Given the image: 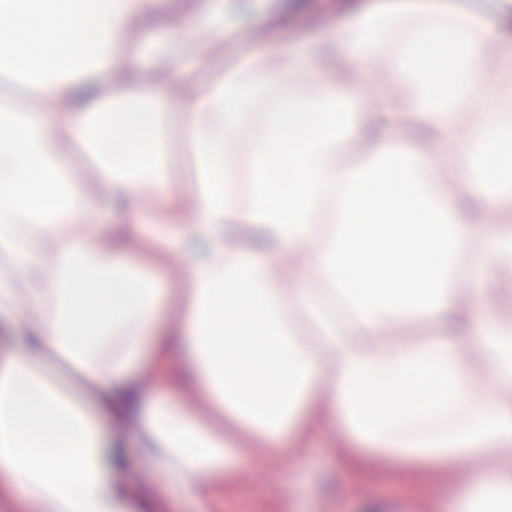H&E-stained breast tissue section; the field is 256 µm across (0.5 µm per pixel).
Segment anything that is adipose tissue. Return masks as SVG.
Returning <instances> with one entry per match:
<instances>
[{
	"mask_svg": "<svg viewBox=\"0 0 512 512\" xmlns=\"http://www.w3.org/2000/svg\"><path fill=\"white\" fill-rule=\"evenodd\" d=\"M157 2L0 0V72L40 101L0 113V512H147L124 422L165 494L197 512L214 485L233 487L254 444L296 453L325 429L350 477L453 484L419 512H512V227L473 230L512 198V118L495 109L512 34L383 0L319 42L235 61L212 7L187 26L185 58L156 45L146 73L124 39ZM383 50L396 90L358 111L345 88ZM306 71L314 94L282 91L264 115L240 207L228 148L271 85ZM450 95L483 103L484 121L460 125L435 103ZM163 112L192 147L193 193L157 162ZM409 112L425 114L422 127L387 142L383 129ZM75 144L95 158L99 195L66 184ZM448 148L484 164L453 198L423 179ZM146 184L160 215L137 205ZM102 205L120 221L85 238ZM147 222L161 251L127 253ZM309 265L320 287L303 281ZM463 273L470 287H457ZM420 316L474 339L483 394L447 337L393 347L380 334ZM146 370L162 389L151 398Z\"/></svg>",
	"mask_w": 512,
	"mask_h": 512,
	"instance_id": "1",
	"label": "adipose tissue"
}]
</instances>
